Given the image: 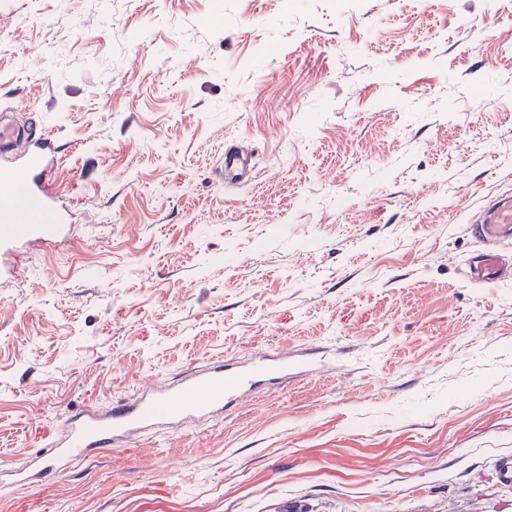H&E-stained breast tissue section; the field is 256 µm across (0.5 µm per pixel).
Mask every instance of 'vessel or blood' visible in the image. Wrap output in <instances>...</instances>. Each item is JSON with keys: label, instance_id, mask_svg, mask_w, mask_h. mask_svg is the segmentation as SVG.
Here are the masks:
<instances>
[{"label": "vessel or blood", "instance_id": "b4317fda", "mask_svg": "<svg viewBox=\"0 0 512 512\" xmlns=\"http://www.w3.org/2000/svg\"><path fill=\"white\" fill-rule=\"evenodd\" d=\"M52 140L43 138L16 155L0 173V286L12 284L34 243L65 241L75 233L72 205L53 181ZM254 153L238 143L224 146L220 173L225 182L251 180ZM472 230L484 249L471 257L468 278L475 283L512 282V196L489 199L476 213ZM287 357L265 354L248 365L217 360L178 382L154 383L139 391L135 403L106 410L87 408L61 418L53 427L47 452L30 454L27 465L14 473L19 486H34L52 471L117 445L159 424L173 426L190 418L223 415L225 409L257 388L275 383L288 373Z\"/></svg>", "mask_w": 512, "mask_h": 512}]
</instances>
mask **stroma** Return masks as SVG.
<instances>
[{"instance_id": "1", "label": "stroma", "mask_w": 512, "mask_h": 512, "mask_svg": "<svg viewBox=\"0 0 512 512\" xmlns=\"http://www.w3.org/2000/svg\"><path fill=\"white\" fill-rule=\"evenodd\" d=\"M1 112L77 231L0 288V472L151 380L293 369L0 512H512V284L461 273L512 190V0H0ZM253 150L230 142L224 145V165L221 164L220 176L229 184H244L253 177Z\"/></svg>"}]
</instances>
